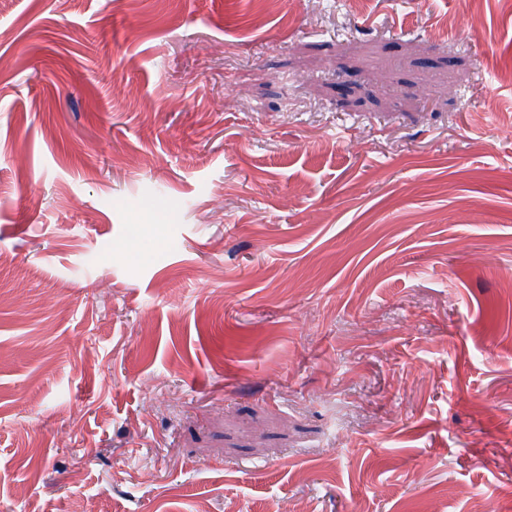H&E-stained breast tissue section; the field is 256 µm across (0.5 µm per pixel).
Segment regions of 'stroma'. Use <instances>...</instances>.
<instances>
[{
	"mask_svg": "<svg viewBox=\"0 0 512 512\" xmlns=\"http://www.w3.org/2000/svg\"><path fill=\"white\" fill-rule=\"evenodd\" d=\"M510 273L512 0H0V512H512Z\"/></svg>",
	"mask_w": 512,
	"mask_h": 512,
	"instance_id": "obj_1",
	"label": "stroma"
}]
</instances>
